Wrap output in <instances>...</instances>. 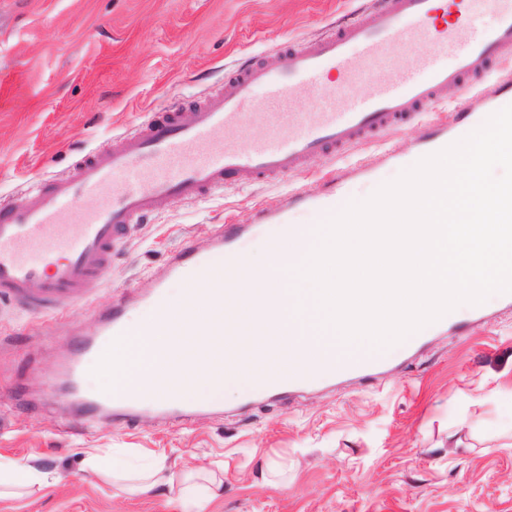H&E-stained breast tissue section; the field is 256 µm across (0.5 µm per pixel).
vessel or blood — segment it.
<instances>
[{"instance_id":"obj_1","label":"vessel or blood","mask_w":512,"mask_h":512,"mask_svg":"<svg viewBox=\"0 0 512 512\" xmlns=\"http://www.w3.org/2000/svg\"><path fill=\"white\" fill-rule=\"evenodd\" d=\"M417 47L416 67L398 57ZM512 0H374L372 7L344 16L318 36L295 41L249 59L224 80L223 90L195 107L173 106L150 113L117 143L85 158L77 175H57L27 187L16 202L0 203V296L32 311L67 297L80 302L88 285L112 261L134 224L172 197L195 199L210 192L301 170L316 155L342 157L431 112L449 88L500 71L491 111L512 105ZM368 82L366 94L352 93ZM315 89L319 108L301 112L293 97L299 86ZM483 112L458 117L452 133L434 134L423 146L429 156L453 136L470 133L487 119ZM249 129L248 143L238 134ZM244 226H229L212 253L183 246L169 271L187 285L188 296L206 291L224 301V268L213 254L238 255ZM158 326L191 313L172 300L161 282L144 296ZM468 322L445 314L415 333L411 353L427 344L428 331L461 333ZM128 334L127 310L117 306L99 332L78 340L60 373L84 394L82 383L107 342ZM323 380L378 377L386 359L352 358L336 365L331 351L319 356ZM302 375L281 373L267 382L276 397L307 386ZM85 404L129 406L126 392L85 394Z\"/></svg>"}]
</instances>
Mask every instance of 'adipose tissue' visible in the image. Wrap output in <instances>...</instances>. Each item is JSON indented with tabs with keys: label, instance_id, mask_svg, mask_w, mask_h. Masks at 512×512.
<instances>
[{
	"label": "adipose tissue",
	"instance_id": "ef3b65f1",
	"mask_svg": "<svg viewBox=\"0 0 512 512\" xmlns=\"http://www.w3.org/2000/svg\"><path fill=\"white\" fill-rule=\"evenodd\" d=\"M90 467L111 479L113 484L129 495L154 489L175 491L182 512H206L208 503L224 490L223 478L203 467L177 475L163 461L158 460L149 468L135 474L129 464L119 458L112 459L103 466L94 461Z\"/></svg>",
	"mask_w": 512,
	"mask_h": 512
}]
</instances>
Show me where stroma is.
<instances>
[{
  "instance_id": "35a3bbf8",
  "label": "stroma",
  "mask_w": 512,
  "mask_h": 512,
  "mask_svg": "<svg viewBox=\"0 0 512 512\" xmlns=\"http://www.w3.org/2000/svg\"><path fill=\"white\" fill-rule=\"evenodd\" d=\"M371 0H0V200L34 181L75 173L85 156L133 131L148 113L219 90L247 57L308 39ZM432 129L411 123L351 152L312 157L301 172L204 195L171 198L133 225L83 302L61 320L0 300V457L59 473L49 487L0 493V512H180L171 496L121 492L85 467L90 456L173 471L223 469L208 512H512V307L491 300L466 336L430 337L372 380L336 379L280 399L243 401L191 417L142 410L130 422L77 415L48 373L98 331L118 301L141 310L148 284L176 289L170 258L209 250L247 224L242 251L260 257L265 206L301 193L349 199L396 180ZM287 463L286 485L257 482Z\"/></svg>"
}]
</instances>
